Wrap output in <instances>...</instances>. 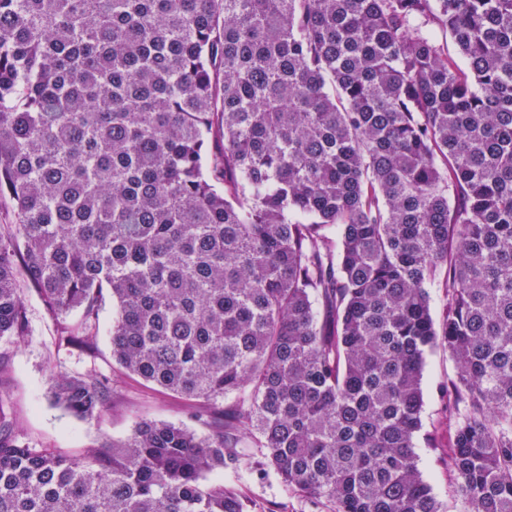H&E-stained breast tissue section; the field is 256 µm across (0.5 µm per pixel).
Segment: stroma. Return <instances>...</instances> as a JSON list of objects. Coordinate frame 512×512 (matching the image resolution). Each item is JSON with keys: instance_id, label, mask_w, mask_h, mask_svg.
Masks as SVG:
<instances>
[{"instance_id": "obj_1", "label": "stroma", "mask_w": 512, "mask_h": 512, "mask_svg": "<svg viewBox=\"0 0 512 512\" xmlns=\"http://www.w3.org/2000/svg\"><path fill=\"white\" fill-rule=\"evenodd\" d=\"M22 298L29 310L30 331L18 342L0 340V360L7 366L6 373L0 376V399L11 405L18 416L17 433L33 447L79 455L103 441L124 439L141 417L183 422L199 434L208 433L207 420L191 418L187 401L144 383L113 360L109 334L111 302L103 303L96 347L86 352L57 346L51 322L35 292L23 289ZM74 372L108 379L112 385L111 398L93 421L73 417L53 405L49 398L53 378ZM455 374V364L447 351L438 349L427 355L422 380V428L415 444L422 477L431 486L441 512L463 510L448 466L454 420L445 388ZM432 438L438 439V447H429ZM238 439L244 455L239 475L231 483L249 503V512H333L326 501H310L273 478L258 479L253 473L255 465L263 459L258 441L246 430L239 432Z\"/></svg>"}]
</instances>
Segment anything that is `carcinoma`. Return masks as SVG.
I'll return each instance as SVG.
<instances>
[{
    "label": "carcinoma",
    "mask_w": 512,
    "mask_h": 512,
    "mask_svg": "<svg viewBox=\"0 0 512 512\" xmlns=\"http://www.w3.org/2000/svg\"><path fill=\"white\" fill-rule=\"evenodd\" d=\"M3 189L0 339L26 283L91 350L107 290L117 363L232 408L67 456L0 406V512H247L208 480L240 425L334 512H440L414 443L437 348L464 512H512V0H0ZM109 390L50 399L92 421Z\"/></svg>",
    "instance_id": "1"
}]
</instances>
